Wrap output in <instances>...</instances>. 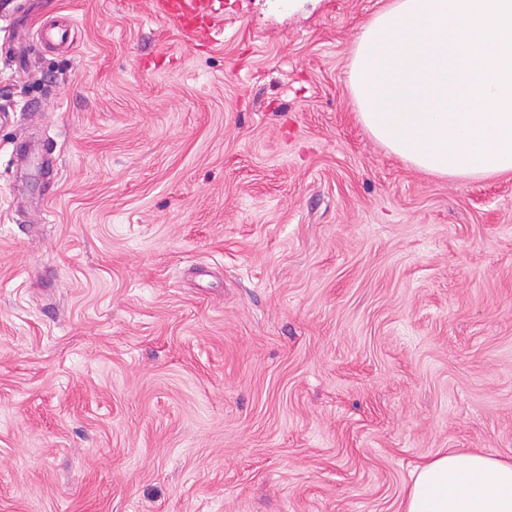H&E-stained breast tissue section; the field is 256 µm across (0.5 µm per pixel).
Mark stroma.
<instances>
[{
    "instance_id": "1",
    "label": "stroma",
    "mask_w": 512,
    "mask_h": 512,
    "mask_svg": "<svg viewBox=\"0 0 512 512\" xmlns=\"http://www.w3.org/2000/svg\"><path fill=\"white\" fill-rule=\"evenodd\" d=\"M388 2L0 17V512H397L438 449L512 458V173L363 128ZM217 0H152L155 15L173 21L189 36L202 37L211 29ZM71 25L61 17H51L43 21L37 31L42 42L49 46H64L69 43L71 37Z\"/></svg>"
}]
</instances>
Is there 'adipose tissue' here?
Returning <instances> with one entry per match:
<instances>
[{
    "label": "adipose tissue",
    "instance_id": "ef3b65f1",
    "mask_svg": "<svg viewBox=\"0 0 512 512\" xmlns=\"http://www.w3.org/2000/svg\"><path fill=\"white\" fill-rule=\"evenodd\" d=\"M346 85L369 134L428 175L512 172V0H390L362 27ZM399 512H512V459L438 450Z\"/></svg>",
    "mask_w": 512,
    "mask_h": 512
}]
</instances>
